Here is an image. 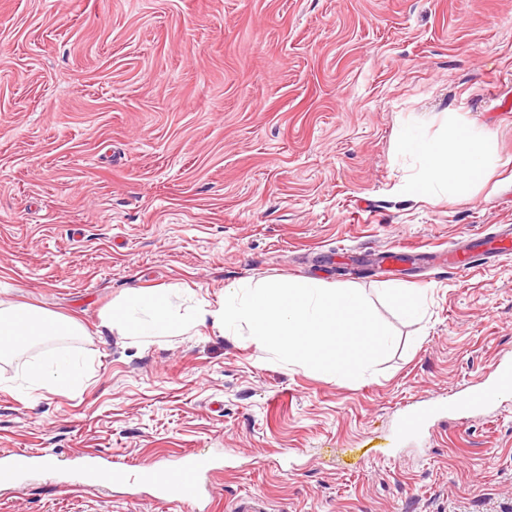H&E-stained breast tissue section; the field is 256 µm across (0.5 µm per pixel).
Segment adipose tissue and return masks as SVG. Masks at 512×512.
<instances>
[{
  "instance_id": "ef3b65f1",
  "label": "adipose tissue",
  "mask_w": 512,
  "mask_h": 512,
  "mask_svg": "<svg viewBox=\"0 0 512 512\" xmlns=\"http://www.w3.org/2000/svg\"><path fill=\"white\" fill-rule=\"evenodd\" d=\"M490 142L489 133L466 123L445 139L410 141L409 150L423 159L413 193L422 199L448 191L465 194L472 183L481 181L485 175ZM82 331V325L73 318L0 300L1 358L61 336H77ZM79 377L73 359L65 352L52 355L27 374L33 388L49 391L73 386Z\"/></svg>"
}]
</instances>
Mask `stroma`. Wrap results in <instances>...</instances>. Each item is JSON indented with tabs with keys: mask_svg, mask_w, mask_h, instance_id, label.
Instances as JSON below:
<instances>
[{
	"mask_svg": "<svg viewBox=\"0 0 512 512\" xmlns=\"http://www.w3.org/2000/svg\"><path fill=\"white\" fill-rule=\"evenodd\" d=\"M495 141L467 197L416 199L413 133ZM512 225V0H0V299L77 318L0 361V512H192L83 484L80 461L220 450L209 512H512V393L427 447L399 407L512 357V255L434 262ZM421 246L395 270L392 244ZM362 292L396 344L362 380L271 360L212 324L136 339L102 314L134 288L217 304L248 279ZM395 288L422 290L421 318ZM65 349L75 389L26 387Z\"/></svg>",
	"mask_w": 512,
	"mask_h": 512,
	"instance_id": "obj_1",
	"label": "stroma"
}]
</instances>
